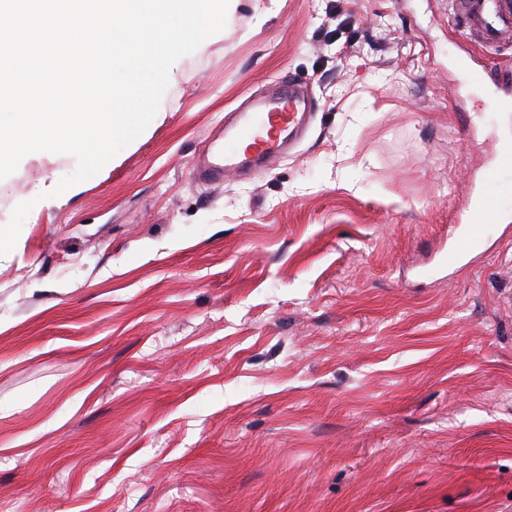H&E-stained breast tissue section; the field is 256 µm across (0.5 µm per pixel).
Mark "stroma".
<instances>
[{"label": "stroma", "mask_w": 512, "mask_h": 512, "mask_svg": "<svg viewBox=\"0 0 512 512\" xmlns=\"http://www.w3.org/2000/svg\"><path fill=\"white\" fill-rule=\"evenodd\" d=\"M470 53L475 74L459 72ZM308 83L259 175L226 114ZM512 41L455 0H235L164 117L35 211L0 179V512H512ZM497 167L504 218L437 268Z\"/></svg>", "instance_id": "obj_1"}]
</instances>
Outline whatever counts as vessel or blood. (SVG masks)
<instances>
[{"label": "vessel or blood", "instance_id": "b4317fda", "mask_svg": "<svg viewBox=\"0 0 512 512\" xmlns=\"http://www.w3.org/2000/svg\"><path fill=\"white\" fill-rule=\"evenodd\" d=\"M458 7L467 29L480 40L495 42L512 36V0H459ZM311 110V102L292 82L279 87L271 98L253 101L248 110L238 113L234 124L224 128L231 148L216 156L213 163L196 169V178L218 182L228 173L254 175L284 150ZM465 210L467 227L442 256L443 264L450 267L480 246V225L495 224L502 218L494 202L484 195Z\"/></svg>", "mask_w": 512, "mask_h": 512}]
</instances>
